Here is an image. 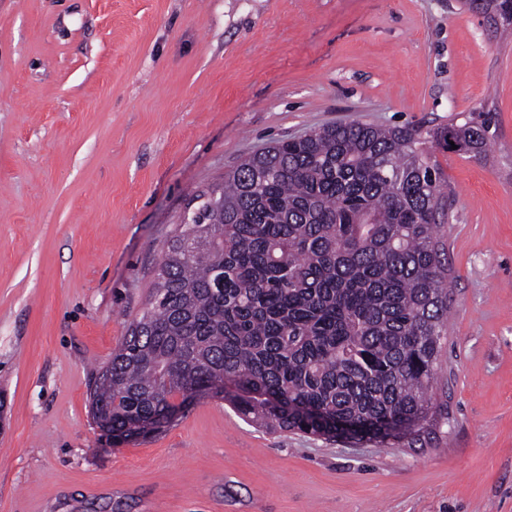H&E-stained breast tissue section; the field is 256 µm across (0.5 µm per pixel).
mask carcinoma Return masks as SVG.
Returning a JSON list of instances; mask_svg holds the SVG:
<instances>
[{
	"instance_id": "carcinoma-1",
	"label": "carcinoma",
	"mask_w": 512,
	"mask_h": 512,
	"mask_svg": "<svg viewBox=\"0 0 512 512\" xmlns=\"http://www.w3.org/2000/svg\"><path fill=\"white\" fill-rule=\"evenodd\" d=\"M512 33V0H468ZM490 110L428 136L363 121L273 142L161 251L145 307L89 391L114 444L198 398L259 427L424 445L448 321L445 210L427 139L486 151Z\"/></svg>"
}]
</instances>
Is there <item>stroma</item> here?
Returning a JSON list of instances; mask_svg holds the SVG:
<instances>
[{
    "label": "stroma",
    "mask_w": 512,
    "mask_h": 512,
    "mask_svg": "<svg viewBox=\"0 0 512 512\" xmlns=\"http://www.w3.org/2000/svg\"><path fill=\"white\" fill-rule=\"evenodd\" d=\"M486 108L431 143L451 309L427 447L195 401L112 445L89 388L240 157ZM0 512H512V41L459 0H0ZM493 120L491 110H480L465 116L461 122L455 118L448 122V127L438 128L426 134L432 141L445 144L448 150L468 154L472 157H481L488 145V134ZM453 141L457 149H451ZM444 145V146H445Z\"/></svg>",
    "instance_id": "35a3bbf8"
}]
</instances>
